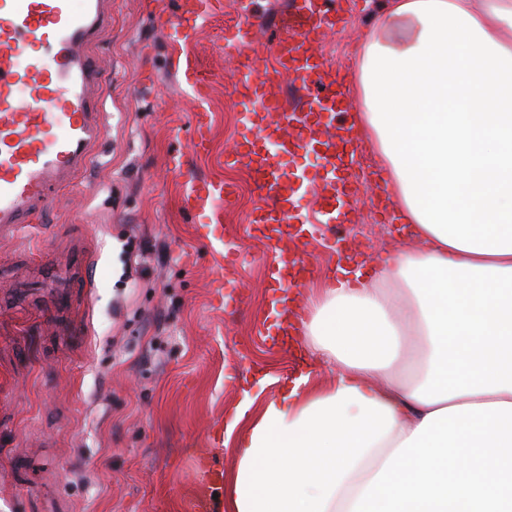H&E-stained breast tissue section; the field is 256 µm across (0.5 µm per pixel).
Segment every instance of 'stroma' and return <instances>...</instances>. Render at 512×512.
Listing matches in <instances>:
<instances>
[{
    "label": "stroma",
    "mask_w": 512,
    "mask_h": 512,
    "mask_svg": "<svg viewBox=\"0 0 512 512\" xmlns=\"http://www.w3.org/2000/svg\"><path fill=\"white\" fill-rule=\"evenodd\" d=\"M228 2L174 49L159 17L175 0H112L94 49L107 80L99 154L51 209L0 241V512H186L199 460L232 468L222 437L238 408L255 416L303 371L315 387L333 378L273 343L267 248L244 234L258 190L220 163L239 120L222 39L235 19ZM351 8L348 29L318 49L355 77L372 18L367 0ZM189 57L212 76L203 155L186 134L200 108L181 76ZM178 158L196 178L239 187L218 219L237 239L246 305L224 304L226 258L183 207ZM314 218L302 204L314 254L307 298L336 267Z\"/></svg>",
    "instance_id": "1"
}]
</instances>
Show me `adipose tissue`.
I'll use <instances>...</instances> for the list:
<instances>
[{
  "label": "adipose tissue",
  "instance_id": "ef3b65f1",
  "mask_svg": "<svg viewBox=\"0 0 512 512\" xmlns=\"http://www.w3.org/2000/svg\"><path fill=\"white\" fill-rule=\"evenodd\" d=\"M512 0H383L352 129L421 249L343 270L234 442L224 512H512Z\"/></svg>",
  "mask_w": 512,
  "mask_h": 512
}]
</instances>
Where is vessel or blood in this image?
Wrapping results in <instances>:
<instances>
[{"mask_svg":"<svg viewBox=\"0 0 512 512\" xmlns=\"http://www.w3.org/2000/svg\"><path fill=\"white\" fill-rule=\"evenodd\" d=\"M109 2L84 0L78 12L72 0H0V238L50 209L59 186L85 169L104 141L93 101L106 88L90 50L112 25ZM212 9V0H181L162 19L170 42L190 41ZM345 22L338 0H288L265 60L253 51L258 23L252 15H239L224 30L225 45L242 61L234 85L240 131L224 162L250 172L259 191L246 232L264 239L273 254L266 286L275 297L272 318L281 342L294 338L302 316L288 294L313 271L306 230L296 222L301 200L308 188L318 190L326 224L340 222L359 204L346 80L326 70L316 54L317 40ZM183 75L197 99H205L211 74L189 59ZM289 87L302 94L292 109L285 102ZM208 133L204 113H195L194 152H207ZM310 154L323 169L311 187L286 165L288 158ZM172 172L188 186V212L204 215L235 196L234 185L197 180L183 162H174Z\"/></svg>","mask_w":512,"mask_h":512,"instance_id":"obj_1","label":"vessel or blood"}]
</instances>
